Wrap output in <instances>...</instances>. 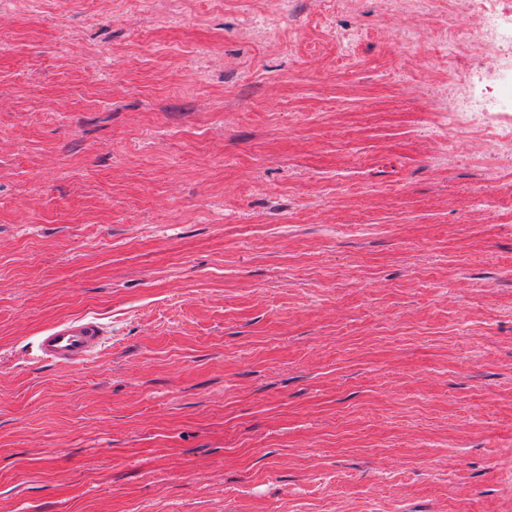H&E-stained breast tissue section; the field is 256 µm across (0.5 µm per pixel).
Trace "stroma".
Returning <instances> with one entry per match:
<instances>
[{
	"instance_id": "obj_1",
	"label": "stroma",
	"mask_w": 512,
	"mask_h": 512,
	"mask_svg": "<svg viewBox=\"0 0 512 512\" xmlns=\"http://www.w3.org/2000/svg\"><path fill=\"white\" fill-rule=\"evenodd\" d=\"M258 7L0 0V512H512V165L385 0ZM292 3L293 0H276V9H263L257 12L245 33L260 40L273 41L277 39L279 42L282 29L281 18L290 12ZM106 331L95 317L79 316L55 323L36 338L39 357L60 366H75L100 355Z\"/></svg>"
}]
</instances>
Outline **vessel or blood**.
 Here are the masks:
<instances>
[{
	"label": "vessel or blood",
	"mask_w": 512,
	"mask_h": 512,
	"mask_svg": "<svg viewBox=\"0 0 512 512\" xmlns=\"http://www.w3.org/2000/svg\"><path fill=\"white\" fill-rule=\"evenodd\" d=\"M106 331L97 318L74 317L55 323L36 338L41 359L60 366H75L100 355Z\"/></svg>",
	"instance_id": "vessel-or-blood-1"
}]
</instances>
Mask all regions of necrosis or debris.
<instances>
[{"label": "necrosis or debris", "instance_id": "obj_1", "mask_svg": "<svg viewBox=\"0 0 512 512\" xmlns=\"http://www.w3.org/2000/svg\"><path fill=\"white\" fill-rule=\"evenodd\" d=\"M392 7L390 36L393 43L413 47L415 31L403 17L429 15L434 0H389ZM467 38L452 58L457 78L438 95V123L446 132L445 156H455L454 133L476 130L483 135V150L489 157L512 161V0H466L459 19ZM480 69L487 82L483 98L470 86L473 69Z\"/></svg>", "mask_w": 512, "mask_h": 512}]
</instances>
